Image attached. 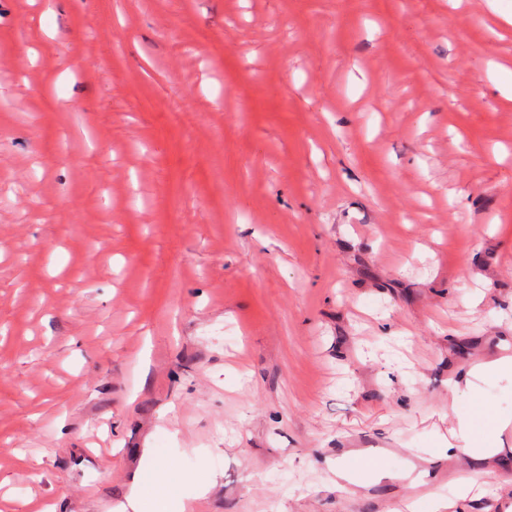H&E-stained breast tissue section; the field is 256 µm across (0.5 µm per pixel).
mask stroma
I'll return each instance as SVG.
<instances>
[{
  "mask_svg": "<svg viewBox=\"0 0 512 512\" xmlns=\"http://www.w3.org/2000/svg\"><path fill=\"white\" fill-rule=\"evenodd\" d=\"M0 56V512H153L149 448L186 512L453 496L512 419V0H0ZM481 417L487 421L484 429L482 441L476 443L477 445H492L495 439L498 437L500 429L509 424V420H500L494 416L489 410L484 408H478L472 413L462 414L457 416V424L460 436L469 440L470 436V423L476 418Z\"/></svg>",
  "mask_w": 512,
  "mask_h": 512,
  "instance_id": "1",
  "label": "stroma"
}]
</instances>
